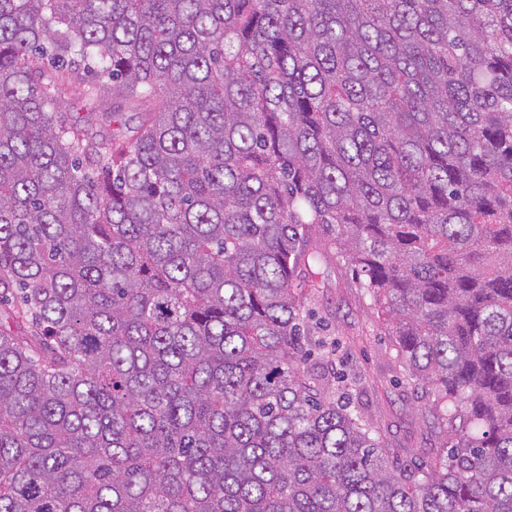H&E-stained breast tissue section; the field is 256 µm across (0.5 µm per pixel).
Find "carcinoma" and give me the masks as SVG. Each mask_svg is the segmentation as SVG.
<instances>
[{"label": "carcinoma", "mask_w": 512, "mask_h": 512, "mask_svg": "<svg viewBox=\"0 0 512 512\" xmlns=\"http://www.w3.org/2000/svg\"><path fill=\"white\" fill-rule=\"evenodd\" d=\"M315 239L445 456L310 361ZM8 295L0 512H512V0H0Z\"/></svg>", "instance_id": "carcinoma-1"}]
</instances>
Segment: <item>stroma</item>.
Masks as SVG:
<instances>
[{"label": "stroma", "mask_w": 512, "mask_h": 512, "mask_svg": "<svg viewBox=\"0 0 512 512\" xmlns=\"http://www.w3.org/2000/svg\"><path fill=\"white\" fill-rule=\"evenodd\" d=\"M313 280L316 288L306 307L322 321L328 340H340L329 359L352 376L347 395L361 398L381 431L387 455L420 463L443 454L447 437L422 415V392L398 382L392 340L335 250L323 249Z\"/></svg>", "instance_id": "35a3bbf8"}]
</instances>
